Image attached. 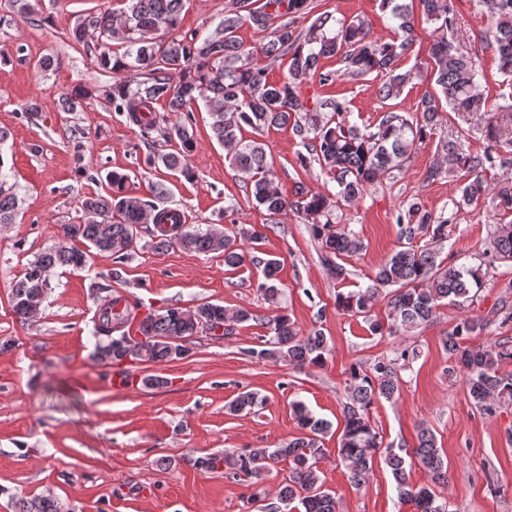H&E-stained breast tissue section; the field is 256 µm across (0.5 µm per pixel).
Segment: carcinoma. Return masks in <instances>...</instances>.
Listing matches in <instances>:
<instances>
[{
  "instance_id": "carcinoma-1",
  "label": "carcinoma",
  "mask_w": 512,
  "mask_h": 512,
  "mask_svg": "<svg viewBox=\"0 0 512 512\" xmlns=\"http://www.w3.org/2000/svg\"><path fill=\"white\" fill-rule=\"evenodd\" d=\"M389 14L394 37L373 40L368 24L360 19L342 21L339 27L328 26L329 16L313 13L311 0H233L232 9L224 12L215 28L206 36L192 33L175 36L181 21L184 0H126V9L119 14L109 9L88 14L71 32V38L84 42L96 38V61L100 69L109 71L114 82L106 90V99L117 112H125L142 132L154 128V104L163 101L168 110L185 113L183 122L166 132V137L179 143L178 150L150 159L186 179L194 177L188 163L195 149L191 114L188 107L203 99L212 123L214 139L228 150L231 165L241 175L257 207L271 215H286L296 210L304 216L313 237L321 244V263L328 274L340 281L348 275L341 263L343 257L360 250L361 242L350 231L336 228L333 212L340 202L353 203L380 177L401 170L417 144L426 140L442 105L461 117L486 111L481 94L476 92L475 60L448 39L456 25L450 0H418L426 21L435 25L430 58L435 84L441 96L426 94L417 108L419 115L408 118L395 111H385L373 131H363L348 119L345 103L334 98L315 99L308 103L301 96L302 85L311 79L322 86L336 77L362 79L376 73L385 81L378 90L386 101L400 94L411 80V72H400L399 58L414 44V16L405 0H381ZM476 6L492 18L488 40L498 60L499 71L512 77V0H476ZM310 19L300 31L294 27L298 17ZM278 19L272 38L253 50L237 38L245 23L265 31ZM122 43L123 52L112 54L108 43ZM339 57L340 68L323 71L320 61ZM288 60V76L272 83L267 68L259 64ZM89 93L76 88L54 98L60 112H73ZM292 125L306 153L298 155L304 167L316 162L336 182L334 194L296 189V201L290 202L274 185L262 134L274 127ZM252 130L247 139L243 130ZM489 142L484 155H466L458 151L456 142L444 144L448 165L465 173L461 200L469 205L487 195L490 185L483 176L486 164L493 162L501 143L499 125H487ZM0 155V224H12L18 208L15 186L4 172ZM130 176L113 171L108 174L112 192L90 194L80 202L82 219L78 223L59 226L56 241L29 262L23 278L14 288L11 307L15 317L26 323L35 317L33 307L42 306L51 289L50 276L57 268H83L91 251L109 253L113 267L105 279H123L124 265L137 246L154 251L178 244L199 254L217 253L224 257V266L232 269L250 262L262 268L263 280L257 290L273 299L282 293L279 279L280 262L252 254L265 234L257 225L242 227L231 236L212 227L174 224L169 209L128 192ZM401 234L408 245L395 251L374 273L371 284L364 289L336 295V309L365 319L373 335L395 336L410 332L430 322L437 308L447 302L463 305L472 300V291L481 290L486 271L497 261L512 260V224H496L490 234V247L479 255L475 266L437 261V253L416 246L413 240L421 233L435 240L446 237L448 221L436 220L411 205L398 216ZM149 232L150 240L139 244L140 230ZM391 287L387 322L371 314L380 291ZM102 313L94 326L97 338L94 355L110 368L120 366L123 354L115 343L119 333L143 336L151 344L152 363L173 360L169 341L190 355L188 344L205 326H221L224 334L231 325L253 319L245 307L230 313L221 304L202 303L192 308L178 305L150 310L136 320L140 306L121 294L101 298ZM512 320V311L494 308L485 317H464L448 332L443 346L454 358L456 368L467 376L469 395L474 404L486 412L494 406L512 401V373L501 372V366L512 362V345L493 341L473 345V336L500 322ZM268 338L248 354L254 358L283 360L303 369L322 367L329 352L326 336L319 330L308 333L299 329L285 312L267 317ZM418 357L414 350L397 348L393 357L379 358L365 367L355 364L346 382L347 402L343 407V429L337 448L338 458L347 464L351 479L357 485L366 483L373 472L376 457L383 458L396 483L401 501L413 506L414 512H448V468L437 448L433 431L423 426L417 434V445L410 451L383 447L374 430L369 409L374 401L392 400L400 394L401 372L411 369ZM265 399L252 391L239 393L226 406L231 415L250 413L261 408ZM294 420L301 430L285 445L268 448H247L232 454H215L194 459L193 465L214 471L219 465L236 478L242 476L259 484L265 473L287 460L288 479L276 491L278 504H261L255 493L248 497L258 512H281V506L299 502L301 512H337V501L330 490L319 484V463L326 458L321 436L329 424L317 417L301 401L291 404ZM418 462L428 475L423 485L409 482L408 467ZM18 512H62V505L51 495L22 499Z\"/></svg>"
}]
</instances>
